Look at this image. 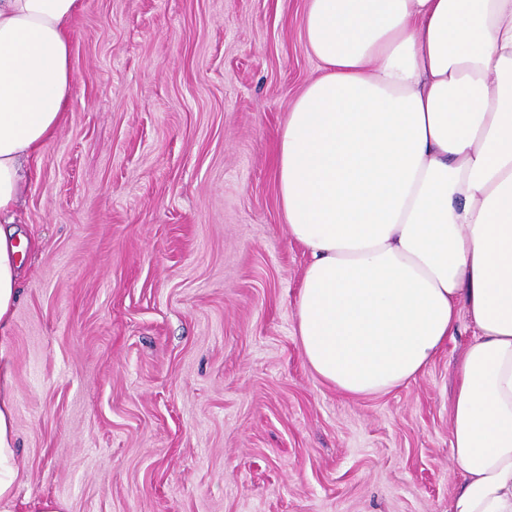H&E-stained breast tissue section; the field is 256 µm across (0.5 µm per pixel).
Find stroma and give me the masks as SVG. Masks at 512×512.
Returning a JSON list of instances; mask_svg holds the SVG:
<instances>
[{"label": "stroma", "instance_id": "1", "mask_svg": "<svg viewBox=\"0 0 512 512\" xmlns=\"http://www.w3.org/2000/svg\"><path fill=\"white\" fill-rule=\"evenodd\" d=\"M306 0H78L74 87L30 162L0 338L16 512H448L471 338L351 398L295 336L305 251L277 132L320 73Z\"/></svg>", "mask_w": 512, "mask_h": 512}]
</instances>
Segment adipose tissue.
Masks as SVG:
<instances>
[{
  "label": "adipose tissue",
  "mask_w": 512,
  "mask_h": 512,
  "mask_svg": "<svg viewBox=\"0 0 512 512\" xmlns=\"http://www.w3.org/2000/svg\"><path fill=\"white\" fill-rule=\"evenodd\" d=\"M76 9L0 0V217L70 98ZM302 34L321 73L294 98L274 166L310 257L303 356L340 394L380 395L468 325L448 512H512V0H307ZM15 235L0 224V334L18 296ZM19 476L0 362V512H15Z\"/></svg>",
  "instance_id": "adipose-tissue-1"
}]
</instances>
